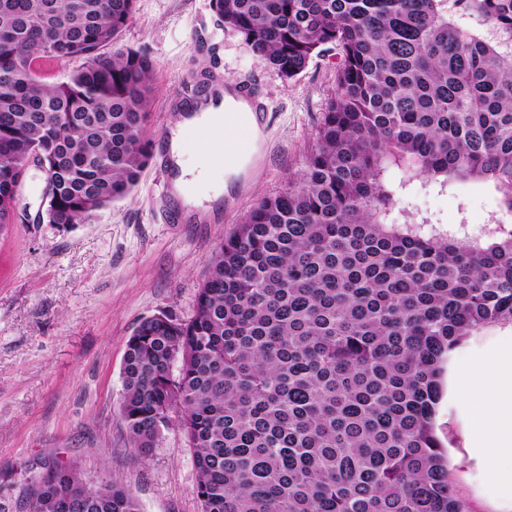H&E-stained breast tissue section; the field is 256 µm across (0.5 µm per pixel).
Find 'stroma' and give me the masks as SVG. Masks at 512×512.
<instances>
[{"mask_svg":"<svg viewBox=\"0 0 512 512\" xmlns=\"http://www.w3.org/2000/svg\"><path fill=\"white\" fill-rule=\"evenodd\" d=\"M119 45L153 60L150 138L178 120L170 99L201 72L251 84L268 112L251 162L213 199V224H169L148 167L131 196L88 224L36 223L43 175L29 169L14 223L0 227V512H13L22 465L52 458L96 479H120L143 512H200L197 470L183 434L164 431L148 458L130 447L120 415L125 342L138 322L163 311L186 319L212 253L258 199L277 194L301 169L335 89L336 51L298 77L281 78L217 26L209 0H137ZM405 219H429L459 235L512 224L493 184L413 182L401 194ZM451 478L468 512H498L468 453L466 420L448 397L435 406Z\"/></svg>","mask_w":512,"mask_h":512,"instance_id":"1","label":"stroma"}]
</instances>
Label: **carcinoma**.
Segmentation results:
<instances>
[{
    "mask_svg": "<svg viewBox=\"0 0 512 512\" xmlns=\"http://www.w3.org/2000/svg\"><path fill=\"white\" fill-rule=\"evenodd\" d=\"M136 0H0V224L34 160L43 218L86 224L153 159V62L116 47ZM210 0L218 26L335 91L301 173L217 248L192 316L139 321L120 413L137 455L177 423L202 512H466L433 415L448 353L512 324V226L460 238L392 219L419 181L483 179L512 211V0ZM82 64L55 83L44 60ZM396 170L399 181L387 179ZM178 375H173L174 364ZM16 512H142L54 460ZM448 15L463 29L491 43L499 41V35L476 16L462 15L453 7L452 0H447Z\"/></svg>",
    "mask_w": 512,
    "mask_h": 512,
    "instance_id": "cac0c4a2",
    "label": "carcinoma"
}]
</instances>
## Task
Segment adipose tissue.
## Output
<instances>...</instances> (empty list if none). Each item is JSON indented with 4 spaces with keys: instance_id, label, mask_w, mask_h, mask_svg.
I'll return each mask as SVG.
<instances>
[{
    "instance_id": "adipose-tissue-1",
    "label": "adipose tissue",
    "mask_w": 512,
    "mask_h": 512,
    "mask_svg": "<svg viewBox=\"0 0 512 512\" xmlns=\"http://www.w3.org/2000/svg\"><path fill=\"white\" fill-rule=\"evenodd\" d=\"M220 114L203 112L178 121L172 129V151L179 168L177 192L185 202L220 193L236 166L216 171L202 148L197 159H185V136L198 127L220 125ZM448 387L464 403L471 455L477 461L485 487L500 512H512V334L500 337L475 360L451 363Z\"/></svg>"
}]
</instances>
